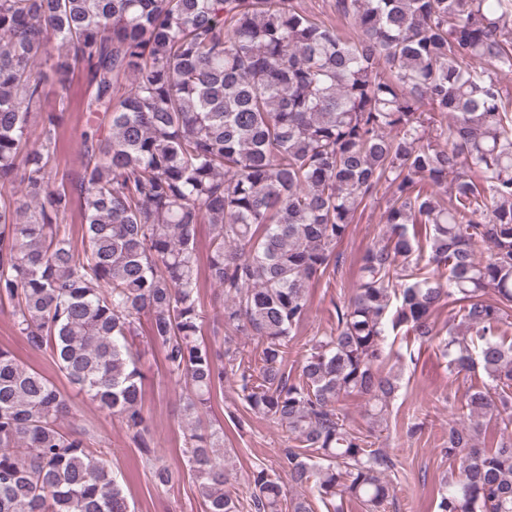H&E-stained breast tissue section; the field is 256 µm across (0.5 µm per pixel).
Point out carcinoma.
<instances>
[{
	"label": "carcinoma",
	"instance_id": "obj_1",
	"mask_svg": "<svg viewBox=\"0 0 512 512\" xmlns=\"http://www.w3.org/2000/svg\"><path fill=\"white\" fill-rule=\"evenodd\" d=\"M0 0V304L34 351L146 456L153 486L183 473L151 448L141 316L182 387L185 466L206 512H385L398 463L375 447L400 374L387 336L440 335L448 369L488 379L448 422L437 512H512V0ZM80 66L82 170L54 172ZM60 89L46 109L45 86ZM107 129L102 136L100 131ZM387 198L384 235L336 329L289 344L309 288L336 269L359 209ZM85 232H67L74 204ZM224 290V349L200 339L197 227ZM256 343L244 359L239 340ZM294 446L228 489L224 429L202 418L224 381ZM364 401L368 428L338 402ZM64 394L0 348V512H131ZM494 423L504 436L486 448Z\"/></svg>",
	"mask_w": 512,
	"mask_h": 512
}]
</instances>
